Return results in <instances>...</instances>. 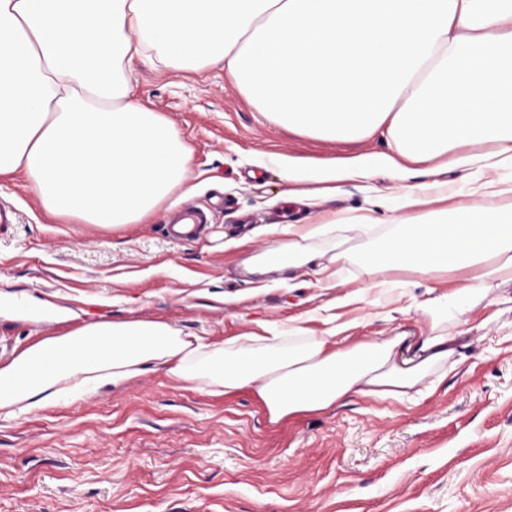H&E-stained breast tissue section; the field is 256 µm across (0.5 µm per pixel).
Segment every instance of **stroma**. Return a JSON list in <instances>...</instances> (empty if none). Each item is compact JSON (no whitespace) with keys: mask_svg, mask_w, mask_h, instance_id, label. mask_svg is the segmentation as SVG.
Masks as SVG:
<instances>
[{"mask_svg":"<svg viewBox=\"0 0 512 512\" xmlns=\"http://www.w3.org/2000/svg\"><path fill=\"white\" fill-rule=\"evenodd\" d=\"M134 98L169 120L190 153L183 185L142 223L118 231L47 213L23 176L0 181L19 218L0 232V364L38 336L25 309L64 307L57 329L149 318L220 343L288 324L358 338L419 331L428 276L391 273L372 290L358 256L398 219L406 188L433 183L454 208L474 200L464 169L377 173L337 184L289 181L270 155L319 170L387 152L382 137L337 143L276 125L223 66L186 74L135 66ZM221 197L199 239L175 243L171 207ZM334 215L349 251L341 286L314 274L253 271L287 224ZM372 224L357 228L359 217ZM503 304L476 302L465 359L412 402L353 397L324 414L269 423L250 392L211 396L156 369L84 400L0 420V512H512V282Z\"/></svg>","mask_w":512,"mask_h":512,"instance_id":"obj_1","label":"stroma"}]
</instances>
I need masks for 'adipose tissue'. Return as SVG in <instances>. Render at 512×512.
I'll return each instance as SVG.
<instances>
[{"label": "adipose tissue", "mask_w": 512, "mask_h": 512, "mask_svg": "<svg viewBox=\"0 0 512 512\" xmlns=\"http://www.w3.org/2000/svg\"><path fill=\"white\" fill-rule=\"evenodd\" d=\"M198 73L223 64L275 122L337 142L385 137L389 152L327 167L332 182L402 174L406 163L470 169L481 200L398 224L359 265L369 287L406 269L440 292L419 336L349 340L290 327L215 343L154 320H99L42 338L0 365V418L14 419L151 368L210 395L251 390L271 423L359 396L409 401L457 355L470 297L512 280V0H0V179L21 174L45 209L117 230L180 186L190 155L174 125L132 96L133 65ZM336 224H292L251 257L259 270L341 268ZM449 273L465 285L446 288ZM47 357L62 365L29 375Z\"/></svg>", "instance_id": "ef3b65f1"}]
</instances>
